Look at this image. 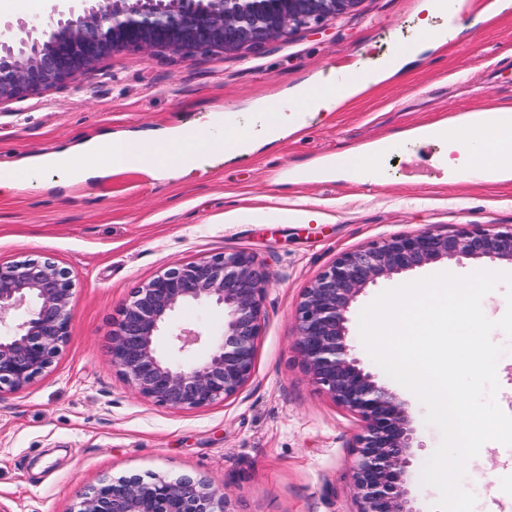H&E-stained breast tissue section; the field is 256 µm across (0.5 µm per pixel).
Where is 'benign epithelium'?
Wrapping results in <instances>:
<instances>
[{
	"instance_id": "obj_1",
	"label": "benign epithelium",
	"mask_w": 512,
	"mask_h": 512,
	"mask_svg": "<svg viewBox=\"0 0 512 512\" xmlns=\"http://www.w3.org/2000/svg\"><path fill=\"white\" fill-rule=\"evenodd\" d=\"M45 16L0 23V105L71 84L113 56L192 59L255 52L315 29L361 0H50ZM512 263V225L427 230L339 255L297 308L295 349L312 381L360 423L351 470L357 512H420L407 481L415 430L403 401L365 371L348 340V313L379 278L436 262ZM271 276L242 252L177 261L137 288L113 322L112 366L143 398L196 409L235 396L250 381ZM70 273L46 257L0 263V393L31 383L66 341ZM189 303L224 308L208 355L182 365L160 349L172 312ZM183 351L200 334L170 336ZM224 491L201 478H103L75 512H224Z\"/></svg>"
}]
</instances>
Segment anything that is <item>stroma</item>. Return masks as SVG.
Masks as SVG:
<instances>
[{
	"label": "stroma",
	"instance_id": "1",
	"mask_svg": "<svg viewBox=\"0 0 512 512\" xmlns=\"http://www.w3.org/2000/svg\"><path fill=\"white\" fill-rule=\"evenodd\" d=\"M420 0H361L321 29L247 55L188 61L125 52L92 75L0 105V172L106 134L199 135L200 167L127 170L68 182L43 172L0 195V262L51 258L74 283L68 338L28 386L0 393V507L75 512L100 479L189 475L223 489L227 512H356L351 484L358 421L311 382L294 350L302 293L339 254L371 241L466 224L512 225V178L448 173L444 143L404 134L512 102V0H464L461 33L424 51L401 77L336 112L306 114L296 133L267 142L256 118L307 81L372 78L384 59L421 39ZM222 127L210 126L211 112ZM249 126L253 149L225 150L226 124ZM390 144L374 183L327 164ZM224 251L255 256L270 273L254 373L234 397L178 410L140 398L110 364L119 308L177 261ZM438 262L369 285L349 314L362 367L404 402L416 430L408 483L421 512L439 494L421 469L441 442L419 400L371 358L359 316L407 281L485 269ZM474 512H512V446L485 442L463 480Z\"/></svg>",
	"mask_w": 512,
	"mask_h": 512
}]
</instances>
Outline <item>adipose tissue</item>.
<instances>
[{"label": "adipose tissue", "mask_w": 512, "mask_h": 512, "mask_svg": "<svg viewBox=\"0 0 512 512\" xmlns=\"http://www.w3.org/2000/svg\"><path fill=\"white\" fill-rule=\"evenodd\" d=\"M369 88L366 82L341 86L333 94L313 86L299 88L289 99L278 103L279 117L275 123L266 124V134L274 141L281 138L283 132L300 130L301 122L289 121L288 112H335ZM511 112V104L491 103L471 113L419 127L408 132L407 137L412 141L447 142L449 154L442 162L449 171L465 169L497 179L512 170V158L502 151L504 144H512V125L501 123L502 116ZM115 141L112 135L87 140L77 151L54 155L49 165L69 178L80 179L101 167L115 173L131 168L160 167L162 151L169 148L174 150L184 171H192L197 166L198 138L187 130L168 136L162 143L139 141L138 153L120 161L112 156Z\"/></svg>", "instance_id": "adipose-tissue-1"}]
</instances>
